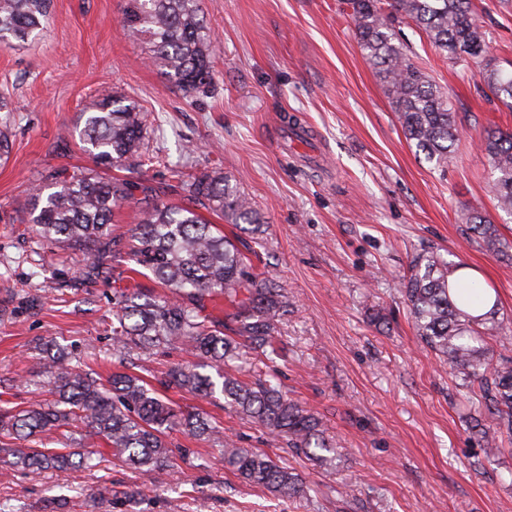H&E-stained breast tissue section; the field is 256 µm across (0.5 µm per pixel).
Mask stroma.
Returning <instances> with one entry per match:
<instances>
[{
  "instance_id": "stroma-1",
  "label": "stroma",
  "mask_w": 512,
  "mask_h": 512,
  "mask_svg": "<svg viewBox=\"0 0 512 512\" xmlns=\"http://www.w3.org/2000/svg\"><path fill=\"white\" fill-rule=\"evenodd\" d=\"M492 55L512 70V0H473ZM125 0H52L37 40L0 48V98L11 106L9 152L0 158V392L43 398L47 344L103 375L121 368L112 346V280L85 283L82 253L47 246L29 222L34 186L54 173L94 169L75 127L111 97L148 114L145 174L162 186L173 167L237 182L266 219L254 265L288 298L268 366L294 402L321 418L338 448L324 471L278 448L260 427L185 393L182 411L220 423L225 439L267 452L300 473L306 499H282L239 478L211 443L153 474L143 496L112 502L134 473L86 431L94 466L31 479L0 475L13 512H512V451L486 457L470 425L465 390L425 349L400 281L412 258L435 248L512 318V261L469 239L462 218L481 208L512 245V216L498 210L479 148L491 129L512 132V110L454 66L413 24L396 30L411 61L448 95L459 139L437 169L415 152L370 64L344 0H201L214 36L212 82L186 91L162 74L145 42L120 26Z\"/></svg>"
}]
</instances>
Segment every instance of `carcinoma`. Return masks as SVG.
<instances>
[{"label":"carcinoma","mask_w":512,"mask_h":512,"mask_svg":"<svg viewBox=\"0 0 512 512\" xmlns=\"http://www.w3.org/2000/svg\"><path fill=\"white\" fill-rule=\"evenodd\" d=\"M348 16L367 62L385 86L397 119L416 153L445 169L455 158L458 139L454 114L440 89L417 68L400 42L394 23L412 22L452 64L475 63L489 91L512 108V73L491 64L490 48L477 24L471 0H347ZM51 0H0V45L25 43L45 28ZM121 23L132 38L148 39L150 58L183 90H200L211 82L212 41L200 0H127ZM83 148L106 168L149 166L144 153L147 115L133 102L102 100L81 113ZM492 172L491 191L499 210L512 214V134L490 131L480 141ZM185 204L161 200L152 181L105 179L97 174L56 177L50 192L34 195L31 223L40 238L86 254L85 281L114 275L109 258L122 251L111 237L114 211L137 199V222L130 252L135 266L126 279H152L162 296L145 293L140 284L114 292L112 339L120 356H149L160 347L187 350L196 362L175 366L161 388L137 374L103 380L88 365H75L59 346L46 351L45 369L51 398L27 406H0V473L38 475L91 466L93 452L68 444L49 448L41 435L76 422L106 443L113 456L141 478L165 469L175 454L169 435L181 432L221 447L224 461L244 481L260 485L274 497L302 498L309 487L298 473L268 454L224 442L223 427L198 413L176 411L165 393L185 391L202 398L221 393L237 414L265 428L320 467L331 466L338 449L325 441L321 420L288 400L277 377L262 370L278 322L288 313L281 289L260 277L251 259L203 215L221 216L245 233H263L264 218L238 184L212 172L189 175L171 170ZM470 239L494 255L505 256L499 228L477 209H466ZM457 266L442 253L416 254L402 279V294L416 334L425 348L448 364L465 384L478 386L467 398L474 412L489 417L480 429L485 453L496 455L512 437V357L509 345L494 358L486 336L502 326L498 299L475 313L454 292L449 277ZM222 297L225 312H206ZM249 349L255 353L251 382L223 370Z\"/></svg>","instance_id":"cac0c4a2"}]
</instances>
